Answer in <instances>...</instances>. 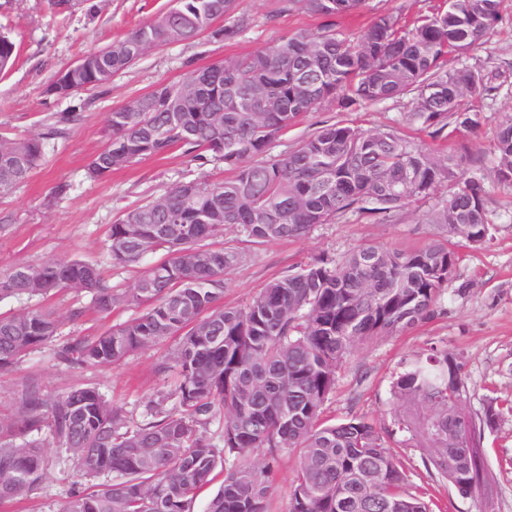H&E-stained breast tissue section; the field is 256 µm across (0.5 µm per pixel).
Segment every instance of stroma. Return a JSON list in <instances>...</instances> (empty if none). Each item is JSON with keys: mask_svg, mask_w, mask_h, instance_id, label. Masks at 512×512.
Instances as JSON below:
<instances>
[{"mask_svg": "<svg viewBox=\"0 0 512 512\" xmlns=\"http://www.w3.org/2000/svg\"><path fill=\"white\" fill-rule=\"evenodd\" d=\"M437 2L364 0L361 11L337 20L335 29L354 35L378 14L392 12L407 19ZM169 5L170 0H76L69 12L54 17L48 0H0V31L9 33L18 49L13 68L0 75V131L22 138L38 133L47 114L75 108L82 115L66 137L50 142L44 165L19 188L0 195V217L7 221L5 231L0 232V270L76 257L98 264L113 286L134 287L146 265L158 262L159 257L148 256L142 265H113L108 251L110 224L177 183L219 182L232 173L223 163L204 164L176 149L114 170L107 178L91 179L86 168L106 143L110 113L159 83L183 80L195 69L262 50L295 33L319 32L325 24L323 18L301 7L284 9L283 0H238L237 12L247 18L248 26L234 40L204 33L147 51L105 87L64 99L46 94L57 71L122 38ZM501 10L503 20L494 33L462 57L467 65L501 74L496 91L465 100L478 111L479 127L425 142L437 152H457L466 174L483 177L489 190L492 236L477 246L460 244L454 280L433 317L353 348L337 369L336 390L323 407V420L356 417L391 426L402 410L390 390L393 373L402 361L433 345L459 357L467 385L465 404L472 414H482L490 399L512 398V183L498 181L492 153L498 125L512 117V0H502ZM411 108L407 96L345 114L325 106L275 140L272 150L294 149L322 125L341 118L365 130L398 127ZM447 193L446 186H439L430 198L410 202L385 220L351 211L329 223L313 225L305 236L294 240L258 245L246 242L237 228H228L221 243L240 248L246 257L226 273L222 303L243 306L269 281L322 256L340 259L364 245L403 251L421 248L437 233L424 215ZM89 302V297L71 292L48 299V306L61 320L58 340L32 351L12 370L0 372V418L10 416L18 390L33 379L52 398L75 387H96L134 422L142 419L146 403L157 392L172 388L173 378L157 370L173 347L169 341L108 367H73L57 360L58 342L94 335L138 313L137 308L123 306L105 319L87 312L71 319V310L87 308ZM39 439L46 460L44 479L27 500L9 506L8 512H59L72 488L75 469L66 449L48 433H41ZM484 447L494 477L485 498L493 499L494 512H512V415H503L486 431ZM394 450L408 468L411 492L431 499L434 512H481L484 498H461L447 482L425 469L419 449L405 442Z\"/></svg>", "mask_w": 512, "mask_h": 512, "instance_id": "1", "label": "stroma"}]
</instances>
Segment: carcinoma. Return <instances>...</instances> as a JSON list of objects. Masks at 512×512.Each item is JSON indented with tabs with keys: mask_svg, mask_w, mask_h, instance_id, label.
<instances>
[{
	"mask_svg": "<svg viewBox=\"0 0 512 512\" xmlns=\"http://www.w3.org/2000/svg\"><path fill=\"white\" fill-rule=\"evenodd\" d=\"M328 20L317 33H297L264 50L193 70L182 82L159 83L113 110L107 141L87 171L94 179L176 148L224 162L232 178L180 182L125 212L109 227L112 264L128 266L163 254L130 290L112 286L92 262L74 258L21 264L0 273V301L71 290L109 315L137 306L135 317L58 348L67 365L106 367L169 339L158 371H175V388L150 401L131 422L93 387L50 399L27 382L16 412L0 418V508L28 496L44 478L47 429L73 457L76 488L61 512H192L194 498L223 473L207 512H268L275 465L298 452L290 512H429L408 490V474L387 446L409 435L426 469L473 498L493 475L483 455L485 430L512 400L490 401L483 415L464 410L461 365L436 345L402 363L391 383L407 410L392 427L360 418L320 419L336 389L342 360L359 343L428 319L452 282L460 242L492 235L483 182L460 169L454 154L434 155L396 128L365 131L344 120L325 124L293 150L270 145L309 112L330 102L339 112L413 96L404 116L432 138L448 126L473 130L479 114L461 98L496 89L501 73L448 67L502 22V0H440L410 20L375 16L356 37L334 29L363 0H285ZM237 0H175L168 10L103 49L64 68L47 94L69 97L103 87L150 49L209 30L231 40L247 26ZM217 20L224 27L211 29ZM17 45L0 34V73ZM80 120L73 110L52 116L23 138L0 133V150L19 153L23 170L0 181V194L24 184L45 160L49 141ZM495 174L512 183V118L495 133ZM448 184V196L426 214L442 237L413 251L363 246L342 260L320 257L267 283L243 307L219 305L224 275L243 260L234 246L210 240L235 226L256 243L301 238L315 224L348 211L390 217L412 199ZM61 322L44 306L0 316V371L59 335ZM174 400L176 409H167ZM221 428L210 431L216 423ZM262 451L266 463H252ZM232 461L224 467L226 461ZM112 481L99 483L104 474Z\"/></svg>",
	"mask_w": 512,
	"mask_h": 512,
	"instance_id": "carcinoma-1",
	"label": "carcinoma"
}]
</instances>
